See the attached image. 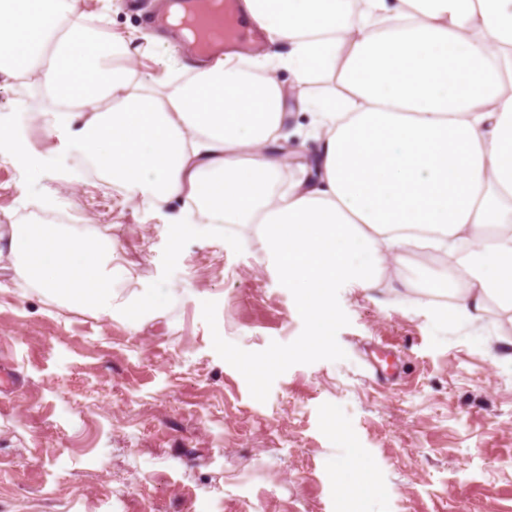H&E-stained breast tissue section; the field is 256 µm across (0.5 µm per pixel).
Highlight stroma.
<instances>
[{
	"instance_id": "obj_1",
	"label": "stroma",
	"mask_w": 512,
	"mask_h": 512,
	"mask_svg": "<svg viewBox=\"0 0 512 512\" xmlns=\"http://www.w3.org/2000/svg\"><path fill=\"white\" fill-rule=\"evenodd\" d=\"M165 0H112L111 29L143 39ZM45 102L0 78V114ZM89 171L78 152L24 163L0 151V235L27 213L74 214L131 277L113 314L65 306L0 256V512H512V309L445 320L455 298L405 288L436 254L387 261L377 287L337 286L315 326L252 224L170 217ZM402 358L377 381L381 342ZM361 460L338 483L339 462Z\"/></svg>"
}]
</instances>
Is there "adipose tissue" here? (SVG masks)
<instances>
[{"label": "adipose tissue", "instance_id": "obj_1", "mask_svg": "<svg viewBox=\"0 0 512 512\" xmlns=\"http://www.w3.org/2000/svg\"><path fill=\"white\" fill-rule=\"evenodd\" d=\"M241 0L281 52L183 65L109 35L110 0H0V77L31 78L48 102L52 151L80 152L134 198L194 202L220 224H253L315 324L336 285L375 287L385 258L470 237L447 317L479 323L487 299L512 308V0ZM150 54L159 72L134 78ZM339 92L299 102L319 139L312 181L279 190L288 91L277 70ZM16 272L67 304L108 305L127 278L110 240L69 224L13 225Z\"/></svg>", "mask_w": 512, "mask_h": 512}]
</instances>
